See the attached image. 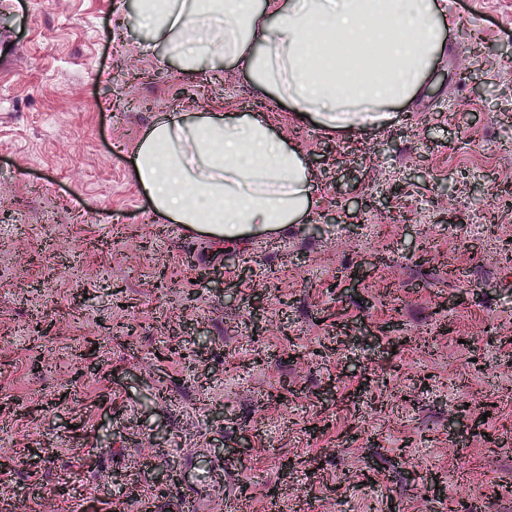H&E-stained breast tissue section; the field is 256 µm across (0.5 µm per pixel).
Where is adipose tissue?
<instances>
[{
    "mask_svg": "<svg viewBox=\"0 0 512 512\" xmlns=\"http://www.w3.org/2000/svg\"><path fill=\"white\" fill-rule=\"evenodd\" d=\"M155 41L184 71L238 66L263 95L327 130L387 124L448 46V0H141ZM155 213L218 240L297 223L311 172L263 114L169 112L135 150Z\"/></svg>",
    "mask_w": 512,
    "mask_h": 512,
    "instance_id": "1",
    "label": "adipose tissue"
}]
</instances>
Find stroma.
I'll list each match as a JSON object with an SVG mask.
<instances>
[{
  "instance_id": "obj_1",
  "label": "stroma",
  "mask_w": 512,
  "mask_h": 512,
  "mask_svg": "<svg viewBox=\"0 0 512 512\" xmlns=\"http://www.w3.org/2000/svg\"><path fill=\"white\" fill-rule=\"evenodd\" d=\"M125 2L0 0V512H141L170 470L166 512L512 487V0H448L422 92L336 132L233 64L183 72ZM169 112H261L303 153L314 205L279 248L160 221L134 152ZM462 402L480 432L449 429Z\"/></svg>"
}]
</instances>
